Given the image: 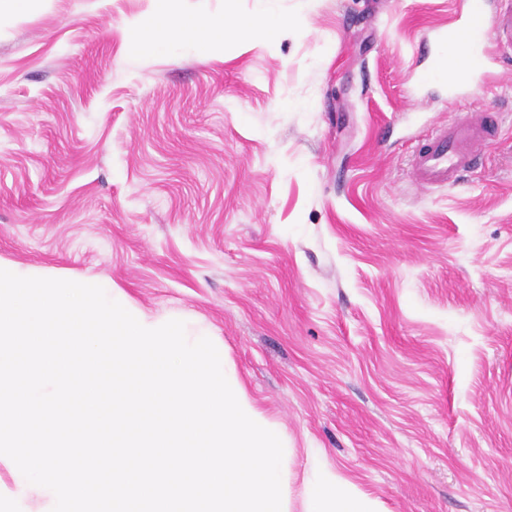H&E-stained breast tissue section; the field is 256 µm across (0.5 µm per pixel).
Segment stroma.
I'll use <instances>...</instances> for the list:
<instances>
[{"mask_svg": "<svg viewBox=\"0 0 512 512\" xmlns=\"http://www.w3.org/2000/svg\"><path fill=\"white\" fill-rule=\"evenodd\" d=\"M462 3L270 0L294 26L161 56L132 46L154 0L0 23V258L209 328L282 435L291 512L324 468L384 512H512V63L456 100L422 81ZM465 112L476 168L416 187Z\"/></svg>", "mask_w": 512, "mask_h": 512, "instance_id": "obj_1", "label": "stroma"}]
</instances>
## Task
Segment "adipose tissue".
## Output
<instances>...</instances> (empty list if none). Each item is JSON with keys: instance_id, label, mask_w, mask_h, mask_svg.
Wrapping results in <instances>:
<instances>
[{"instance_id": "obj_1", "label": "adipose tissue", "mask_w": 512, "mask_h": 512, "mask_svg": "<svg viewBox=\"0 0 512 512\" xmlns=\"http://www.w3.org/2000/svg\"><path fill=\"white\" fill-rule=\"evenodd\" d=\"M225 19L201 14L175 16L170 0H158V10L152 24L142 29L136 49L144 55L162 53L169 34L189 42L223 38ZM304 512H379L377 505L353 483L334 471L323 472L306 484L303 493Z\"/></svg>"}]
</instances>
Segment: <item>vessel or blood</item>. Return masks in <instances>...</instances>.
Instances as JSON below:
<instances>
[{"instance_id":"obj_1","label":"vessel or blood","mask_w":512,"mask_h":512,"mask_svg":"<svg viewBox=\"0 0 512 512\" xmlns=\"http://www.w3.org/2000/svg\"><path fill=\"white\" fill-rule=\"evenodd\" d=\"M436 36L439 47L456 45L470 54L478 68H485L494 59L487 49L488 42L512 49V7L499 8L498 0H470L466 12L440 27ZM483 137L482 118L472 113L463 115L456 123L438 130L416 154L411 180L427 188L456 185L471 168Z\"/></svg>"}]
</instances>
